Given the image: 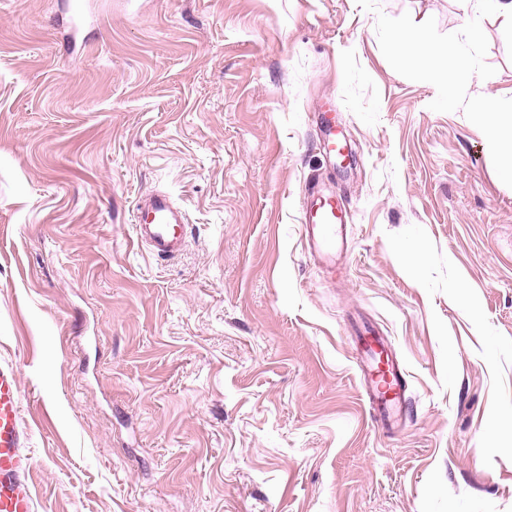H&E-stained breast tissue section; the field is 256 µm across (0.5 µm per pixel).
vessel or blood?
Listing matches in <instances>:
<instances>
[{"label":"vessel or blood","instance_id":"obj_1","mask_svg":"<svg viewBox=\"0 0 512 512\" xmlns=\"http://www.w3.org/2000/svg\"><path fill=\"white\" fill-rule=\"evenodd\" d=\"M348 221L349 212L336 189H311L301 222L313 250L335 259ZM187 224L185 212L166 192L149 193L136 203L134 237L155 258L169 259L183 249ZM357 339L358 366L371 410L382 425L401 423L407 396L399 363L391 358L385 338L369 327H361ZM22 404L16 368L0 361V512H34L29 482L34 459L28 451L30 434L22 423Z\"/></svg>","mask_w":512,"mask_h":512}]
</instances>
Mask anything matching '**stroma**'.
<instances>
[{
    "mask_svg": "<svg viewBox=\"0 0 512 512\" xmlns=\"http://www.w3.org/2000/svg\"><path fill=\"white\" fill-rule=\"evenodd\" d=\"M0 0V360L36 512H512V181L470 103L512 94V22L467 0ZM429 34L471 79L389 47ZM333 108L356 158L323 154ZM350 214L306 246L312 180ZM184 209L137 244L138 197ZM390 343L387 430L354 340ZM187 224L186 213L166 192L149 193L136 203L134 237L157 259L172 258L183 249ZM357 339L358 366L370 409L383 426L401 423L408 401L399 363L390 358L385 338L368 326L358 330Z\"/></svg>",
    "mask_w": 512,
    "mask_h": 512,
    "instance_id": "1",
    "label": "stroma"
}]
</instances>
